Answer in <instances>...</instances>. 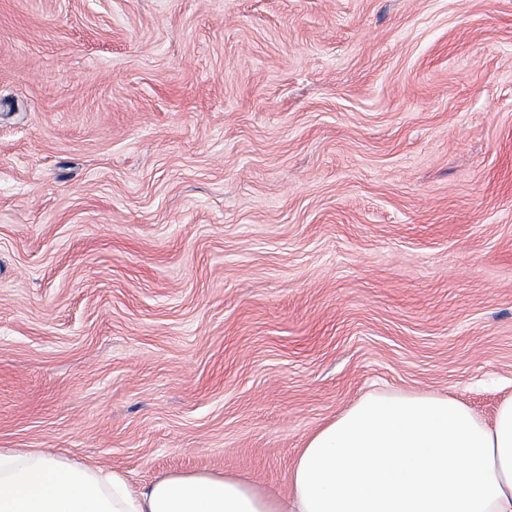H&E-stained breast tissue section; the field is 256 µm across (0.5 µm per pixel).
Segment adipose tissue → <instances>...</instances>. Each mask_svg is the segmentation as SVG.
Returning <instances> with one entry per match:
<instances>
[{
	"label": "adipose tissue",
	"mask_w": 512,
	"mask_h": 512,
	"mask_svg": "<svg viewBox=\"0 0 512 512\" xmlns=\"http://www.w3.org/2000/svg\"><path fill=\"white\" fill-rule=\"evenodd\" d=\"M0 512H512V399L493 421L437 393L369 391L311 433L287 490L243 475L121 471L0 450Z\"/></svg>",
	"instance_id": "1"
}]
</instances>
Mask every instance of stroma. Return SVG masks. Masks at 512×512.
<instances>
[{"label":"stroma","mask_w":512,"mask_h":512,"mask_svg":"<svg viewBox=\"0 0 512 512\" xmlns=\"http://www.w3.org/2000/svg\"><path fill=\"white\" fill-rule=\"evenodd\" d=\"M370 389L512 398V0H0V449L283 491Z\"/></svg>","instance_id":"stroma-1"}]
</instances>
